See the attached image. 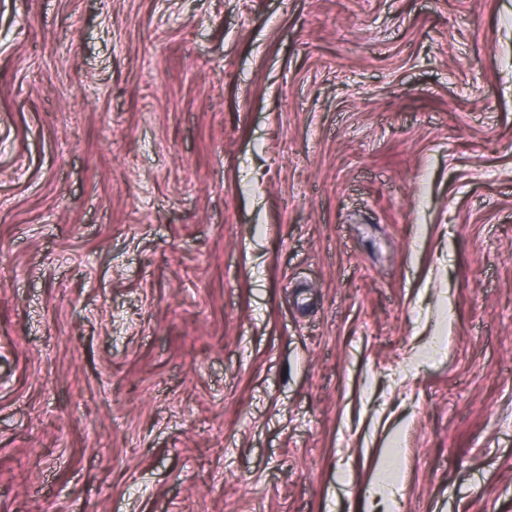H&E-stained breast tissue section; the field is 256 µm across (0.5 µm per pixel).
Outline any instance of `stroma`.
I'll return each mask as SVG.
<instances>
[{
	"mask_svg": "<svg viewBox=\"0 0 512 512\" xmlns=\"http://www.w3.org/2000/svg\"><path fill=\"white\" fill-rule=\"evenodd\" d=\"M0 512H512V0H0ZM400 469V451L398 448H392L387 452L380 463L375 480L372 484L373 489L377 490L380 495L393 498Z\"/></svg>",
	"mask_w": 512,
	"mask_h": 512,
	"instance_id": "1",
	"label": "stroma"
}]
</instances>
